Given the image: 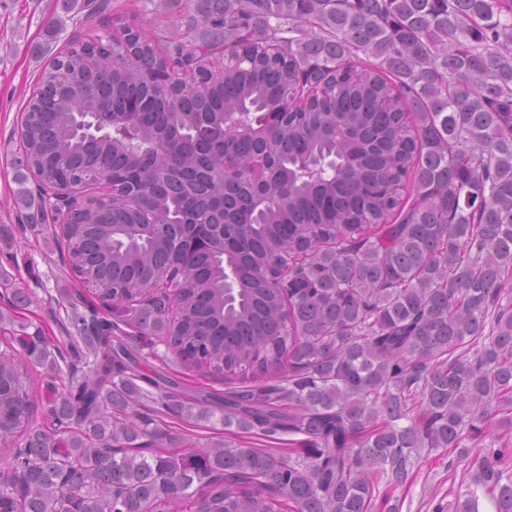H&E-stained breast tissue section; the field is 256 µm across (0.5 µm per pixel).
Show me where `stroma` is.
<instances>
[{
	"label": "stroma",
	"instance_id": "obj_1",
	"mask_svg": "<svg viewBox=\"0 0 512 512\" xmlns=\"http://www.w3.org/2000/svg\"><path fill=\"white\" fill-rule=\"evenodd\" d=\"M151 10L150 0H104L101 10L89 17L77 9L64 10L62 0H0V310L10 311L12 289H25L31 299L21 315L26 331L41 334L52 345L60 344L72 330V311L66 297L80 287L53 241L51 221H20L27 209L20 194L21 170L12 133L46 62L36 50L46 43L45 26L49 19L65 21L66 29L60 39L66 42L106 36L112 30V16L116 12H123L131 22L142 23L148 20ZM138 349L141 372H170L180 379L184 392L190 394H221L240 382L236 376L181 363L161 343H139ZM160 423L171 433L202 445L220 438L234 446L240 443L239 437L225 431L214 419L188 423L164 415ZM448 462V455L437 452L416 464L413 483L396 492L401 512H433L438 501L453 499Z\"/></svg>",
	"mask_w": 512,
	"mask_h": 512
}]
</instances>
